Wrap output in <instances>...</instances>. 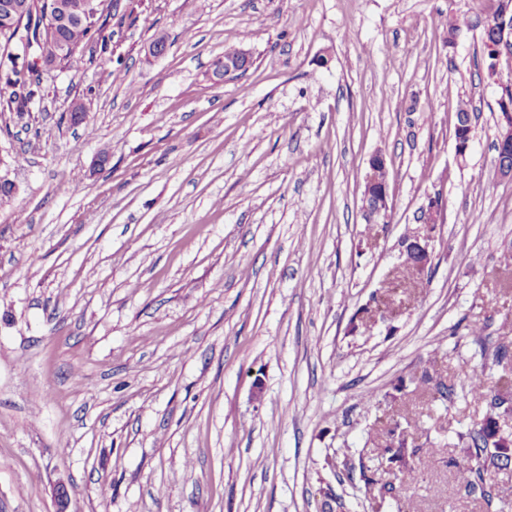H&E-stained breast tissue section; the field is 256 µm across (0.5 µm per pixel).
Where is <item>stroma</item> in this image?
<instances>
[{"label": "stroma", "instance_id": "obj_1", "mask_svg": "<svg viewBox=\"0 0 512 512\" xmlns=\"http://www.w3.org/2000/svg\"><path fill=\"white\" fill-rule=\"evenodd\" d=\"M452 15L472 26L451 45ZM485 17L481 0H119L107 49L0 113L17 185L0 201V512H55L62 483L68 512H401L359 468L404 415L435 452L402 512H512V468L488 503L458 479V436L488 413L469 380L512 392ZM228 44L254 64L224 83ZM378 151L387 224L361 211ZM425 233L414 277L401 242Z\"/></svg>", "mask_w": 512, "mask_h": 512}]
</instances>
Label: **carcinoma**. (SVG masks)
<instances>
[{
	"instance_id": "carcinoma-1",
	"label": "carcinoma",
	"mask_w": 512,
	"mask_h": 512,
	"mask_svg": "<svg viewBox=\"0 0 512 512\" xmlns=\"http://www.w3.org/2000/svg\"><path fill=\"white\" fill-rule=\"evenodd\" d=\"M18 17L16 24L0 15V81L11 89L8 95L0 94V112L19 111L40 94V86L28 81L34 70L30 56L43 58L54 64L73 68L81 60L80 48L89 42H98L107 50L104 28L97 25V15L103 0H12ZM496 3L493 13L486 17L481 29L485 55L491 59L488 76L496 77L492 59L497 54L512 55V43L501 44L493 38L491 23L502 9V0ZM455 132L473 133L469 109L460 104L456 110ZM512 413V405L496 400L489 406V415L479 425L460 435L468 457L467 465L460 468L462 484L471 494H480L491 503L487 488L492 475L512 465V438L498 434L497 419ZM432 452L430 448L409 447L405 428L400 423L388 430V438L380 449V465L391 479L382 481L375 475L363 474L370 490L409 497L415 480L413 457Z\"/></svg>"
}]
</instances>
